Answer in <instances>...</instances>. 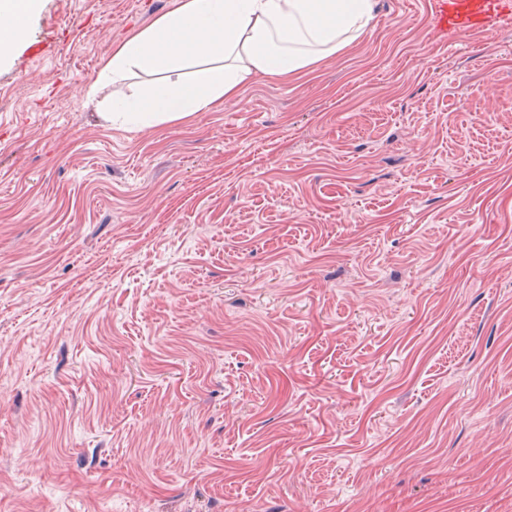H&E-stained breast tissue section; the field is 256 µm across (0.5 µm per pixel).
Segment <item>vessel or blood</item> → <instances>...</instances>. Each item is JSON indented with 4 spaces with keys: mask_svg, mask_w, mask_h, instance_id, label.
Returning <instances> with one entry per match:
<instances>
[{
    "mask_svg": "<svg viewBox=\"0 0 512 512\" xmlns=\"http://www.w3.org/2000/svg\"><path fill=\"white\" fill-rule=\"evenodd\" d=\"M431 13L440 32L473 35L512 13V0H431Z\"/></svg>",
    "mask_w": 512,
    "mask_h": 512,
    "instance_id": "1",
    "label": "vessel or blood"
}]
</instances>
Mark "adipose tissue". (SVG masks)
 I'll list each match as a JSON object with an SVG mask.
<instances>
[{
	"label": "adipose tissue",
	"mask_w": 512,
	"mask_h": 512,
	"mask_svg": "<svg viewBox=\"0 0 512 512\" xmlns=\"http://www.w3.org/2000/svg\"><path fill=\"white\" fill-rule=\"evenodd\" d=\"M378 0H177L119 42L99 70L112 85L106 119L132 127L187 121L237 98L255 77L288 79L369 37ZM38 0H0V60L11 55ZM156 81L121 93L135 73Z\"/></svg>",
	"instance_id": "ef3b65f1"
}]
</instances>
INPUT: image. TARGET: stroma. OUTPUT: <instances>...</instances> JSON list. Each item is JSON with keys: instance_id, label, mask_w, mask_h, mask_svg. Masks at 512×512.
Returning <instances> with one entry per match:
<instances>
[{"instance_id": "1", "label": "stroma", "mask_w": 512, "mask_h": 512, "mask_svg": "<svg viewBox=\"0 0 512 512\" xmlns=\"http://www.w3.org/2000/svg\"><path fill=\"white\" fill-rule=\"evenodd\" d=\"M175 0H41L0 62V512H512V16L372 35L126 129Z\"/></svg>"}]
</instances>
